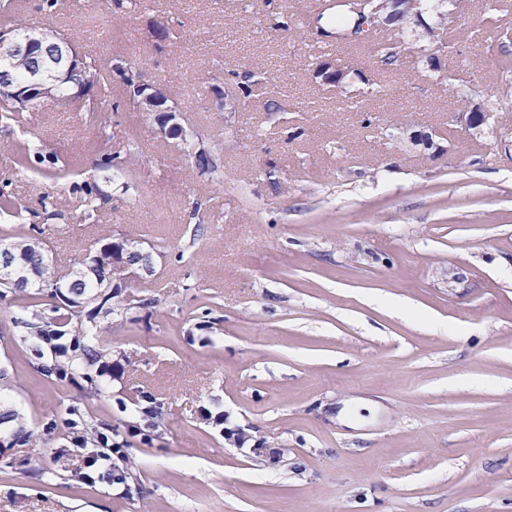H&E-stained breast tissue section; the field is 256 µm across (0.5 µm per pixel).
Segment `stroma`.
I'll use <instances>...</instances> for the list:
<instances>
[{"label": "stroma", "mask_w": 512, "mask_h": 512, "mask_svg": "<svg viewBox=\"0 0 512 512\" xmlns=\"http://www.w3.org/2000/svg\"><path fill=\"white\" fill-rule=\"evenodd\" d=\"M326 2L295 0L293 32L270 27L285 0L0 7V25H54L104 66L138 64L214 165L133 111L117 74L105 133L74 109L31 113L59 156L94 144L126 161L93 174L112 193L96 223L58 200L54 263L103 232L167 250L129 281L141 307L98 313L118 375L96 391L45 375L51 353L13 322L20 301H0V412L23 426L0 439V512H512V105L469 129L451 86L424 74V26L390 70L363 43L312 56ZM498 2L494 25L484 0H461L470 38L440 59L480 101L502 96L512 57V0ZM159 14L177 32L162 44ZM323 63L350 71L348 93L323 84ZM231 70L266 93L226 115L212 88ZM282 89L285 118L267 109ZM13 139L0 127V180L34 208L45 186L16 172ZM145 394L162 431L114 460L125 483L82 479L57 416L77 407L122 433Z\"/></svg>", "instance_id": "1"}]
</instances>
